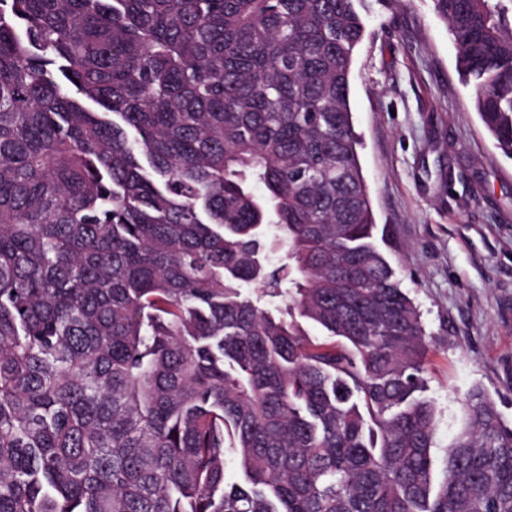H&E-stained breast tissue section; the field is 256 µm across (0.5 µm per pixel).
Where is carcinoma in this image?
Returning <instances> with one entry per match:
<instances>
[{
  "label": "carcinoma",
  "instance_id": "cac0c4a2",
  "mask_svg": "<svg viewBox=\"0 0 512 512\" xmlns=\"http://www.w3.org/2000/svg\"><path fill=\"white\" fill-rule=\"evenodd\" d=\"M361 2L0 0V512H512L482 388L434 483ZM434 6L512 156V0Z\"/></svg>",
  "mask_w": 512,
  "mask_h": 512
}]
</instances>
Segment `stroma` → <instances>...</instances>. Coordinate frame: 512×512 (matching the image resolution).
Segmentation results:
<instances>
[{"instance_id":"1","label":"stroma","mask_w":512,"mask_h":512,"mask_svg":"<svg viewBox=\"0 0 512 512\" xmlns=\"http://www.w3.org/2000/svg\"><path fill=\"white\" fill-rule=\"evenodd\" d=\"M360 12L350 107L383 250L431 340L439 480L469 389L512 426V157L485 130L433 0H364Z\"/></svg>"}]
</instances>
